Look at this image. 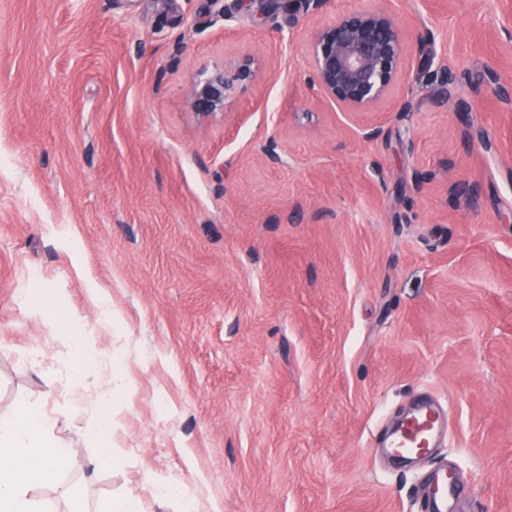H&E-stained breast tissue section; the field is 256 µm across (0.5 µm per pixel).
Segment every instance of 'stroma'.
Listing matches in <instances>:
<instances>
[{
	"label": "stroma",
	"mask_w": 512,
	"mask_h": 512,
	"mask_svg": "<svg viewBox=\"0 0 512 512\" xmlns=\"http://www.w3.org/2000/svg\"><path fill=\"white\" fill-rule=\"evenodd\" d=\"M351 8L392 11L407 66L348 117L318 102L306 42ZM246 54L257 83L197 120L192 81ZM497 82L512 88V0H328L313 16L280 0H0V415L27 404L67 457L32 497L46 512L74 495L87 512L118 497L417 512L432 463L394 466L376 436L426 391L448 413L437 460L473 512H512ZM35 289L67 321L28 304ZM106 403L112 433L91 438Z\"/></svg>",
	"instance_id": "obj_1"
}]
</instances>
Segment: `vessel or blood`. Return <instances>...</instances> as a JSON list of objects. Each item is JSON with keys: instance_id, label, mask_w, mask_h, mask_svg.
<instances>
[{"instance_id": "1", "label": "vessel or blood", "mask_w": 512, "mask_h": 512, "mask_svg": "<svg viewBox=\"0 0 512 512\" xmlns=\"http://www.w3.org/2000/svg\"><path fill=\"white\" fill-rule=\"evenodd\" d=\"M445 436L442 415L431 397H417L405 425L382 443L386 455L423 458L439 446ZM468 490L456 482L448 467L442 466L424 480L419 495V512H467Z\"/></svg>"}]
</instances>
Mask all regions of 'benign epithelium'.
<instances>
[{"label": "benign epithelium", "instance_id": "7a95c632", "mask_svg": "<svg viewBox=\"0 0 512 512\" xmlns=\"http://www.w3.org/2000/svg\"><path fill=\"white\" fill-rule=\"evenodd\" d=\"M406 34L386 9L347 10L317 27L307 50L311 85L320 98L349 114L376 107L388 98L406 66ZM258 78L246 54L193 82L189 102L201 122L225 116L239 86Z\"/></svg>", "mask_w": 512, "mask_h": 512}]
</instances>
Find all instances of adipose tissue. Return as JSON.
Segmentation results:
<instances>
[{"instance_id":"obj_1","label":"adipose tissue","mask_w":512,"mask_h":512,"mask_svg":"<svg viewBox=\"0 0 512 512\" xmlns=\"http://www.w3.org/2000/svg\"><path fill=\"white\" fill-rule=\"evenodd\" d=\"M64 463V448L27 407L1 416L0 512H38L32 486L57 483Z\"/></svg>"}]
</instances>
